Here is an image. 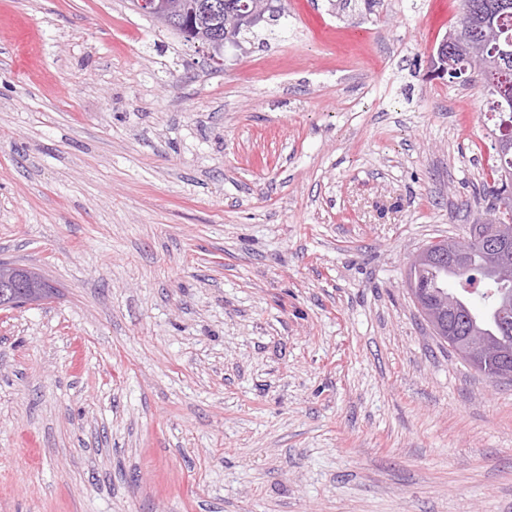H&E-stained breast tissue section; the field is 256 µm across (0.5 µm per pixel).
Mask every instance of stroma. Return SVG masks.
I'll return each instance as SVG.
<instances>
[{
    "mask_svg": "<svg viewBox=\"0 0 512 512\" xmlns=\"http://www.w3.org/2000/svg\"><path fill=\"white\" fill-rule=\"evenodd\" d=\"M221 61L130 0H0V512H512V383L405 286L486 220L460 0H286ZM483 350L484 347L479 341H473L466 354L460 353L469 361L473 366L483 372L492 381L509 380L512 381V365H500L495 367L493 370H489L485 367L483 361Z\"/></svg>",
    "mask_w": 512,
    "mask_h": 512,
    "instance_id": "35a3bbf8",
    "label": "stroma"
}]
</instances>
